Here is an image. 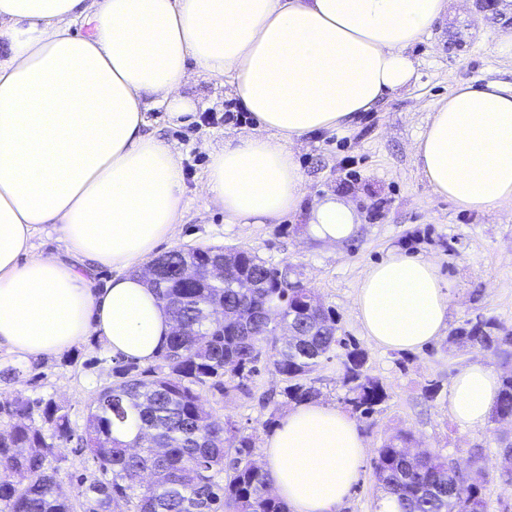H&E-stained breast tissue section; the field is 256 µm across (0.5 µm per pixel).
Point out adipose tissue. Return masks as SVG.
<instances>
[{"label":"adipose tissue","instance_id":"1","mask_svg":"<svg viewBox=\"0 0 512 512\" xmlns=\"http://www.w3.org/2000/svg\"><path fill=\"white\" fill-rule=\"evenodd\" d=\"M449 0H0V348L21 359L99 338L113 356L150 363L172 330L143 270L185 211L180 163L148 133L161 108L197 121L188 88L229 78L259 133L211 150L202 186L228 224L299 211L304 174L292 146L349 126L414 75L408 50ZM422 180L466 210L512 202V91L453 88L412 147ZM65 255L36 252L45 225ZM357 229L333 195L309 213L311 237ZM115 270L105 286L96 276ZM449 285L430 260L394 250L372 265L355 305L378 346L411 351L448 320ZM500 378L474 363L448 408L484 426ZM366 444L346 413L318 402L289 412L265 443L272 487L291 512H337Z\"/></svg>","mask_w":512,"mask_h":512}]
</instances>
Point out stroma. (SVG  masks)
<instances>
[{"label": "stroma", "mask_w": 512, "mask_h": 512, "mask_svg": "<svg viewBox=\"0 0 512 512\" xmlns=\"http://www.w3.org/2000/svg\"><path fill=\"white\" fill-rule=\"evenodd\" d=\"M512 33V0H452L447 16L437 21L428 38L412 49L415 74L399 93L374 109L360 113L344 129L299 138L293 150L306 176L305 207L334 194L353 203L360 224L340 244L309 236L304 212L277 224H228L220 210L209 206L202 177L208 148L223 147L237 135L257 132L255 120L224 123L225 110L240 102L221 80L204 79L195 88L201 112L213 123L189 125L166 112H149L148 132L178 156L184 174V218L161 252L196 246H236L278 266H291L302 284L335 309L338 334L356 343L368 356L367 369L384 385L387 398L373 417L359 423L366 453L358 481L340 512H379L384 492L373 459L381 444L399 430L411 431L417 448H439L463 467L487 471L484 493L491 512H512V486L500 474L511 462L502 454L503 439H512V424L488 423L481 429L455 423L448 410V389L464 367L481 363L497 368L495 357L476 350L449 347L439 336L415 351L388 350L366 336L357 317V286L368 268L395 249L436 262L449 284L448 326L457 328L474 314L495 317L512 327V205L489 211L463 210L435 196L421 179L411 147L426 127L436 104L457 84L494 83L512 89V56L496 49L499 38ZM19 367L18 381L1 382L0 396L16 393L44 396L71 409L76 433H83L91 395L112 380L113 356L103 343L89 337L68 355L16 361L0 351V369ZM443 386L435 400L422 394L426 381ZM285 383L268 368L260 369L249 393L233 389L204 390L206 405L218 418H231L252 435L254 458L263 461L271 431L268 420H283L288 407L276 399Z\"/></svg>", "instance_id": "1"}]
</instances>
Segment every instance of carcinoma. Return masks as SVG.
Instances as JSON below:
<instances>
[{"label":"carcinoma","instance_id":"obj_1","mask_svg":"<svg viewBox=\"0 0 512 512\" xmlns=\"http://www.w3.org/2000/svg\"><path fill=\"white\" fill-rule=\"evenodd\" d=\"M226 254L234 263L221 283L180 276L186 263L203 269ZM161 259L164 271L148 287L179 328L157 366L115 361V380L87 405L84 435L74 437L70 409L52 398L19 392L0 400V512H288L254 460L252 436L229 418H215L201 390L249 391L264 358L286 382L283 404L320 397L309 376L336 349V310L308 306L302 298L310 289L291 279V267L247 250L177 248ZM240 277L255 287H231ZM448 345L499 359L504 372L491 418H512V328L477 314L452 331ZM366 363L362 350L347 351L339 378L343 403L361 419L387 397ZM226 436L233 447H224ZM74 439L98 468L77 476L70 500L60 491L59 450ZM411 442V433L401 431L373 461L385 498L399 512H489L485 474L461 481L439 449L410 457Z\"/></svg>","mask_w":512,"mask_h":512}]
</instances>
